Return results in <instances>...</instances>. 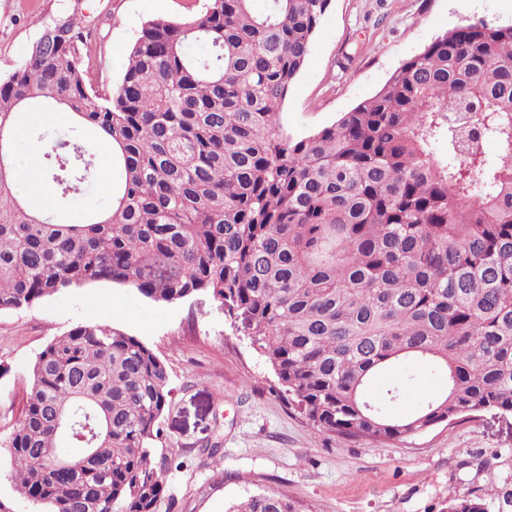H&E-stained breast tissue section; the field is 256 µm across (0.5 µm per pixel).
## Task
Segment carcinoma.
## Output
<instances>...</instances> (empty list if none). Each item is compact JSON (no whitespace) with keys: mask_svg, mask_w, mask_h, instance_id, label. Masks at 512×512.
<instances>
[{"mask_svg":"<svg viewBox=\"0 0 512 512\" xmlns=\"http://www.w3.org/2000/svg\"><path fill=\"white\" fill-rule=\"evenodd\" d=\"M253 2L146 22L110 88L82 64L92 33L77 18L0 78V129L36 108L71 119L35 137L56 201L94 179L80 129L118 172L108 207L55 223L18 196L16 145L0 141V309L99 283L157 304L205 292L267 358L273 392L332 436L383 442L512 415V25L446 32L374 96L295 138L281 106L330 0ZM470 124L498 142L494 161L469 143ZM407 362L447 385L396 416L400 385L368 386ZM170 393L165 364L120 330L78 325L48 343L7 444L19 494L48 512H156ZM71 446L91 457L61 476ZM227 512L297 510L272 492ZM448 512L487 504L458 493Z\"/></svg>","mask_w":512,"mask_h":512,"instance_id":"carcinoma-1","label":"carcinoma"}]
</instances>
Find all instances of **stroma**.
I'll list each match as a JSON object with an SVG mask.
<instances>
[{
	"label": "stroma",
	"instance_id": "35a3bbf8",
	"mask_svg": "<svg viewBox=\"0 0 512 512\" xmlns=\"http://www.w3.org/2000/svg\"><path fill=\"white\" fill-rule=\"evenodd\" d=\"M205 3L0 0V76L26 59L46 26L77 14L95 31L93 74L115 85L147 21L187 18ZM476 20L512 24V0H331L283 103L286 132L304 137L331 125L436 37ZM80 324L137 337L167 367L171 403L155 444L166 487L158 512H226L268 492L288 496L298 512H447L457 491L486 494L489 512H501V493L512 491V417L484 412L403 441L338 439L271 392V365L210 296L158 305L109 284L0 310V456L37 355ZM394 382L398 415L442 388L438 373L418 365L383 371L372 388ZM209 445L220 448L221 464L207 456Z\"/></svg>",
	"mask_w": 512,
	"mask_h": 512
}]
</instances>
